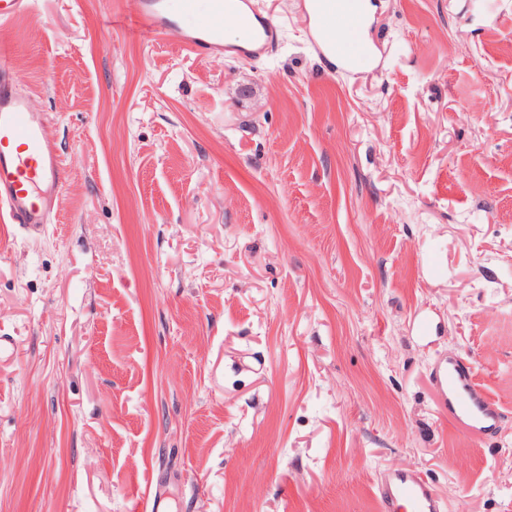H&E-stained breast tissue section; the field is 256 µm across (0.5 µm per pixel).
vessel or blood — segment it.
Masks as SVG:
<instances>
[{
    "instance_id": "obj_1",
    "label": "vessel or blood",
    "mask_w": 512,
    "mask_h": 512,
    "mask_svg": "<svg viewBox=\"0 0 512 512\" xmlns=\"http://www.w3.org/2000/svg\"><path fill=\"white\" fill-rule=\"evenodd\" d=\"M242 0H140L137 27L158 35L177 30L183 46L207 58L224 50V22L236 17ZM278 28L259 21L248 33L250 54L273 44ZM316 48L334 54L337 68L364 65L368 47L359 27L346 31L341 43L317 34ZM44 115L32 112L6 62H0V222L29 233L42 232L55 211L64 163L44 135ZM440 405L461 433L480 437L494 433L502 413L477 380L474 363L462 355L441 358L432 372ZM378 512H443L437 490L411 470L382 473L376 485Z\"/></svg>"
}]
</instances>
